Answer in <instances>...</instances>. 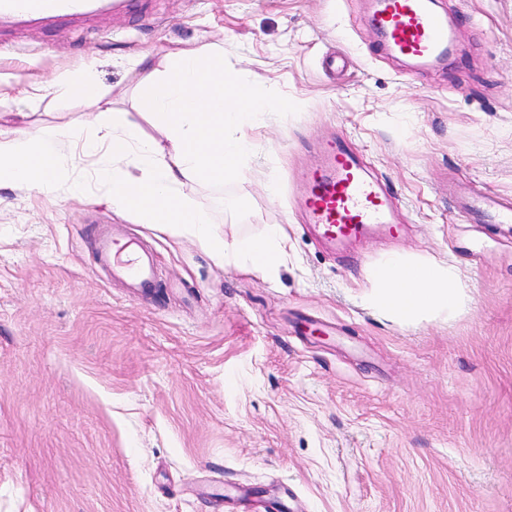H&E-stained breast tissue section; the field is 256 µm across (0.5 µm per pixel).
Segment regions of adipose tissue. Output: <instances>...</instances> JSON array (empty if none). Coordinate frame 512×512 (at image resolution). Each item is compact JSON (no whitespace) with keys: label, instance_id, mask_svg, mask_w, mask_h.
I'll list each match as a JSON object with an SVG mask.
<instances>
[{"label":"adipose tissue","instance_id":"ef3b65f1","mask_svg":"<svg viewBox=\"0 0 512 512\" xmlns=\"http://www.w3.org/2000/svg\"><path fill=\"white\" fill-rule=\"evenodd\" d=\"M138 64L139 104L159 137L144 135L124 113L113 111L90 76L62 74L52 85L54 95L81 99L92 110L91 119L33 133L0 126V186L54 191L72 175L62 162L64 146L72 144L97 157L96 175L106 185L105 197L113 209L172 235L194 238L224 263L243 261L275 271L288 248L282 225H270L258 237L226 242L213 235L208 213L183 194L182 186L188 180L238 177L254 151L251 131L268 115L287 111V103L259 96L204 49L181 51L162 71L145 56ZM449 278L445 264L389 257L377 274L381 292L375 305L409 317L460 311L465 299L449 287Z\"/></svg>","mask_w":512,"mask_h":512}]
</instances>
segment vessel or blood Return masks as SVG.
<instances>
[{"instance_id":"1","label":"vessel or blood","mask_w":512,"mask_h":512,"mask_svg":"<svg viewBox=\"0 0 512 512\" xmlns=\"http://www.w3.org/2000/svg\"><path fill=\"white\" fill-rule=\"evenodd\" d=\"M133 0H0V27L28 28L53 20H80L131 8ZM369 24L382 37L385 51L421 65L447 57L453 47L446 18L432 0H374ZM320 160L305 174L306 194L300 202L304 223L313 225L331 247H344L369 231L397 233L398 203L381 181L374 178L346 136L324 140ZM462 209L478 224H511L512 202L489 194L465 200ZM101 265L124 281L131 293L145 298L156 285L151 253L141 242L113 230L95 239Z\"/></svg>"}]
</instances>
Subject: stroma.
I'll return each instance as SVG.
<instances>
[{"label":"stroma","mask_w":512,"mask_h":512,"mask_svg":"<svg viewBox=\"0 0 512 512\" xmlns=\"http://www.w3.org/2000/svg\"><path fill=\"white\" fill-rule=\"evenodd\" d=\"M372 0H142L73 27L0 34V125L91 112L57 101L90 72L146 134L135 59L220 48L225 71L287 102L249 169L185 182L226 241L283 225L276 272L218 261L83 194L0 188V512H512V224H471L448 191L512 198V0H437L457 55L417 66L380 48ZM343 49L349 72L322 57ZM340 132L397 197L396 237L326 250L291 202ZM277 188L269 198L264 179ZM156 254L152 297L104 271L110 225ZM450 262L461 313L402 322L368 306L391 255ZM323 322L327 336L305 334Z\"/></svg>","instance_id":"35a3bbf8"}]
</instances>
